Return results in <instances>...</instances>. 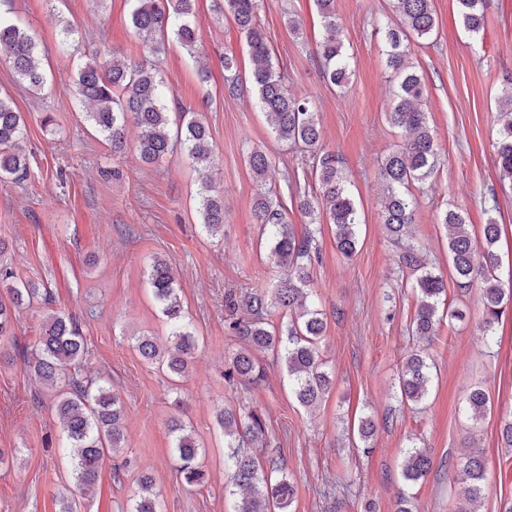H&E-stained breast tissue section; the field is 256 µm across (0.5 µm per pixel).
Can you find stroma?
<instances>
[{
  "instance_id": "obj_1",
  "label": "stroma",
  "mask_w": 512,
  "mask_h": 512,
  "mask_svg": "<svg viewBox=\"0 0 512 512\" xmlns=\"http://www.w3.org/2000/svg\"><path fill=\"white\" fill-rule=\"evenodd\" d=\"M438 31L412 48V61L426 90L429 123L441 155L435 176L415 188L417 204L409 234L428 267L445 280L447 302L466 310L462 321H445L431 340L411 334L417 306L414 289L403 287L396 247L380 222L383 185L378 169L402 139L386 120L394 101L381 29L391 15L389 0H335L344 50L352 61L346 89L324 79L317 53L323 31L313 0H260L259 18L273 58L289 90L308 95L351 184L363 218L353 257L336 250L329 224L317 235L320 249L311 288L325 321L321 350L334 384L317 408L308 410L291 394L288 376L270 354H260L266 377L257 386L230 385L224 369L241 342L224 327V294L274 288L280 272L254 216L261 189L246 162L259 148L271 159L268 179L288 203L297 234L309 229L305 214L289 200L293 181L314 185L310 158L300 148L275 141L250 90L252 63L231 18L220 19L212 0H198L195 27L199 55L174 41L155 60L169 106L203 112L211 134L215 187L224 193V234L209 235L197 212L199 175L181 152L156 164L143 163L138 131H127V148L113 153L85 117L75 93L83 57L116 51L138 62L140 41L131 25V0H13L15 16L45 48L49 86L39 95L17 81L0 53V95L13 99L26 118L23 142L29 160L24 182H0V265L51 290L54 306L36 302L16 312L14 336L0 342V512H62L60 492L74 484L54 411V401L23 363L42 323L57 309L78 324L85 339L84 377L105 379L125 410V442L119 457L105 458L96 491L81 512H131L140 475H151L162 512H234L226 492L224 436L217 414L231 404L261 410L268 446L260 459H280L295 487L287 512H395L409 489L414 512H457L464 465L480 450L485 490L477 512H503L512 501V447L501 432L512 421V314L487 338L481 325L483 282L460 291L448 259L441 222L459 210L473 236L496 217L502 288L512 289V184L499 178L494 144L499 137L497 100L512 79V0H489L478 37L460 25L456 0H433ZM302 24L289 31L287 15ZM73 44L66 45L63 23ZM234 55L240 90L224 92V57ZM207 76H200L199 65ZM52 125H44L45 116ZM118 169L120 178H103ZM497 201L496 214L487 204ZM173 268L187 315L199 337L190 375L172 386L135 347L136 336L163 335L148 271L154 259ZM422 349L437 374L424 404L402 402L398 378L406 356ZM482 386L491 415L471 424L465 396ZM184 416L204 442L207 479L186 486L170 421ZM376 432L367 448L357 445L360 418ZM427 448L433 467L424 481L405 487L400 463L405 448Z\"/></svg>"
}]
</instances>
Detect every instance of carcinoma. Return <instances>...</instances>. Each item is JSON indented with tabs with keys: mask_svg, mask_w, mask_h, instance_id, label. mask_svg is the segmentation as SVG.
I'll return each mask as SVG.
<instances>
[{
	"mask_svg": "<svg viewBox=\"0 0 512 512\" xmlns=\"http://www.w3.org/2000/svg\"><path fill=\"white\" fill-rule=\"evenodd\" d=\"M197 0H133L132 24L142 38L144 51L156 57L169 38L176 39L188 54L197 53V38L192 18ZM334 0H316L321 26L330 35L319 43L325 77L339 89L345 88L352 75L344 45L337 37L338 25ZM464 30L476 37L484 28L486 0H456ZM222 15H230L254 63L252 90L266 115L275 140L304 148L318 174L319 194L299 197V207L309 215L310 223L326 222L334 227L336 248L346 258L352 257L359 241L361 216L355 205L348 179L336 154L322 147L323 130L312 101L307 96H292L284 87V78L272 60V50L258 18V0H223L216 4ZM395 20L383 30L385 61L396 83L392 111L387 113L390 126L401 130L403 143L384 157L379 175L387 188L381 212L390 238L399 245V267L416 276L418 306L412 322V334L430 339L443 319H462L458 308L440 307L446 293L443 276L429 269L414 244L402 243L406 225L412 223L415 197L412 187L423 184L437 171L440 155L434 134L422 109L424 84L409 61L412 44L426 39L437 28L433 0H392ZM0 50L5 52L18 81L36 94L47 84V75L38 57L45 54L20 23L0 15ZM234 56L224 55L228 95L239 91ZM77 92L96 110L88 113L96 132L120 153L126 146V130L132 124L139 130L138 151L145 163H156L180 150L194 167H209L214 162L210 131L202 113L183 107L173 110L166 104L163 81L154 68L135 63L117 54L104 61L90 58L81 67ZM505 122L497 141L499 177L512 184V88L502 90ZM26 131L22 113L7 97L0 96V181L18 182L27 177L28 159L19 143ZM248 166L257 180L270 166L268 154L257 148L248 153ZM198 212L201 224L214 232L224 230V194L210 184L199 192ZM256 221L268 245V259L284 271L270 291L250 290L224 294V324L229 335L246 343L227 368L224 380L229 384L257 386L265 371L255 353H270L281 362L288 375L295 399L304 407L316 405L333 383L320 355L325 323L321 313L306 304L311 283V269L317 252L314 236L299 237L288 224L285 208L265 196L255 205ZM441 224L449 229L448 252L455 272L456 285L466 289L480 279L486 287L482 297L481 326L493 335L495 325L507 311L512 312V290L498 285L496 271L499 257L494 250L500 237V225L489 217L479 239L472 237L468 224L458 211L444 212ZM11 281L9 302L0 301V340L13 335L15 311L24 303L41 300L53 302L52 293L31 280H24L8 268L0 267V281ZM150 291L168 329V336H139L135 347L143 359L156 366L174 384L185 379L198 347V338L185 313L173 269L165 260L153 262L148 275ZM281 314V322H269L272 313ZM84 355V339L71 319L61 312L49 315L39 346L24 357L26 368L53 391L55 411L65 438L74 448L72 464L77 492L62 497L63 512H79L76 496L92 493L99 467L105 457L116 454L124 439V411L120 397L106 386L92 384L71 375L78 371ZM434 363L422 351L408 356L398 380L401 401L419 405L430 393ZM467 413L478 422L491 411L486 391L474 386L466 396ZM217 422L224 431V461L233 469L234 485L246 491L237 512H286L294 487L274 458L262 466L246 452L264 448L266 427L255 410L246 414L226 405ZM175 448L181 462L179 472L189 486L203 483L205 473L199 463V449L204 444L193 435L183 418L171 421ZM432 460L424 448L411 446L402 467L404 480L415 484L426 478ZM470 480L465 502L458 512H475L472 504L485 489V466L481 455L472 454L465 463ZM132 512H161L154 491L153 478L139 479V491Z\"/></svg>",
	"mask_w": 512,
	"mask_h": 512,
	"instance_id": "obj_1",
	"label": "carcinoma"
}]
</instances>
